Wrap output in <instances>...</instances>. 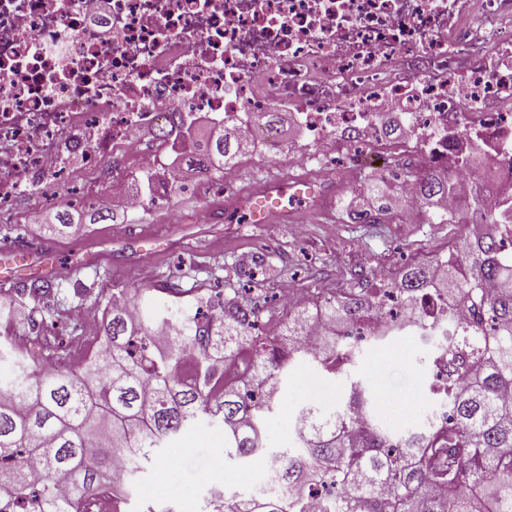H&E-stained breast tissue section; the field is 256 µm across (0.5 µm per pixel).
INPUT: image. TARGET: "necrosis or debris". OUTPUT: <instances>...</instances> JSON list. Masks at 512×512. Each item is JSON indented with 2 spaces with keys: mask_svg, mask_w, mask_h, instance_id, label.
<instances>
[{
  "mask_svg": "<svg viewBox=\"0 0 512 512\" xmlns=\"http://www.w3.org/2000/svg\"><path fill=\"white\" fill-rule=\"evenodd\" d=\"M96 2L0 0V215L51 183L83 199L71 175L95 166L93 196L139 216L131 175L160 155L135 133L174 112L233 119L271 160L313 167L311 208L374 156L453 172L446 215L474 195L497 213L512 183V0H106L99 23ZM272 110L293 113L309 149L263 128ZM475 136L495 162L478 182L457 167ZM372 306L356 330L375 352L378 310L410 312L382 287Z\"/></svg>",
  "mask_w": 512,
  "mask_h": 512,
  "instance_id": "obj_1",
  "label": "necrosis or debris"
}]
</instances>
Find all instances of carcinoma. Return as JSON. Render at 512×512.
<instances>
[{"instance_id":"1","label":"carcinoma","mask_w":512,"mask_h":512,"mask_svg":"<svg viewBox=\"0 0 512 512\" xmlns=\"http://www.w3.org/2000/svg\"><path fill=\"white\" fill-rule=\"evenodd\" d=\"M243 132L217 122L188 163L208 173L241 154ZM419 205L455 190L434 171L416 177ZM494 230L456 250L437 277L433 263L414 262L392 288L413 303L430 295L448 305L446 382L430 391L441 420L423 433H395L368 413L370 396L351 376L356 349L330 333L311 353L295 342L297 313L278 333L258 332L264 307L244 303L237 289L213 304L214 318L157 307L143 290L136 312L106 302L108 362L87 357L83 370L39 368L31 349L0 340V360L14 377L0 382V512H84L117 479L114 462L133 475L158 449L199 417L224 426V458L237 464L266 457L277 491L232 496L224 512H308L309 488L339 490L336 512H512V204L486 220ZM49 280L16 289L20 298L48 297ZM365 310L364 293L327 311L340 329ZM166 331L157 343L153 330ZM42 356L59 353L55 336H38ZM240 351L250 362L224 375L218 366ZM303 357L326 374L348 381L345 401L324 413L310 404L295 418L294 445L270 448L265 425L274 414L291 361Z\"/></svg>"}]
</instances>
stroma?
Returning a JSON list of instances; mask_svg holds the SVG:
<instances>
[{"mask_svg":"<svg viewBox=\"0 0 512 512\" xmlns=\"http://www.w3.org/2000/svg\"><path fill=\"white\" fill-rule=\"evenodd\" d=\"M158 179L171 186L169 198L149 201L135 224L95 221L91 215L101 201L77 205L87 216L86 224L73 232L59 227L48 230L32 223L25 209L13 220L0 223V253L12 252L16 263L9 287H0V303L14 299V288L29 282V268L45 248H53L57 262L52 279L56 295L39 300L24 298L12 323L13 332L28 333L32 324H51L62 336L67 353L65 368H81L91 322H102L104 306L98 293L138 289L158 290L166 300L163 285L182 292L181 299L194 304L197 289L221 291L236 287L239 274L260 256L262 281L254 298L277 297L280 288H293L302 306L318 301L320 294L342 296L356 288L378 268L400 272L407 264L448 251V244L467 232L462 224H437L432 214L411 208L399 194L395 181L380 184L390 204L383 224H345L342 214L353 212L347 183L334 186L335 205L330 217L317 213L298 214L307 226L306 236L291 235L284 224H228L224 221L226 198L203 189L207 173L189 166L184 156L171 149L162 151ZM393 350L373 359L362 356L359 376L371 395H385L379 415L391 428L408 426L432 407L425 383L429 346L419 340L390 336ZM317 390L321 406L330 410L342 403L346 385L328 377L307 362L295 363L282 386L279 407L266 427L265 440L275 448L287 447L292 439L293 416L306 403L310 390ZM265 477L258 464L240 466L224 458V430L207 418H199L167 448L158 461L145 464L134 477L121 483L128 500L122 512H146L164 503L174 512H206L209 494L224 490L258 491Z\"/></svg>","mask_w":512,"mask_h":512,"instance_id":"35a3bbf8","label":"stroma"}]
</instances>
